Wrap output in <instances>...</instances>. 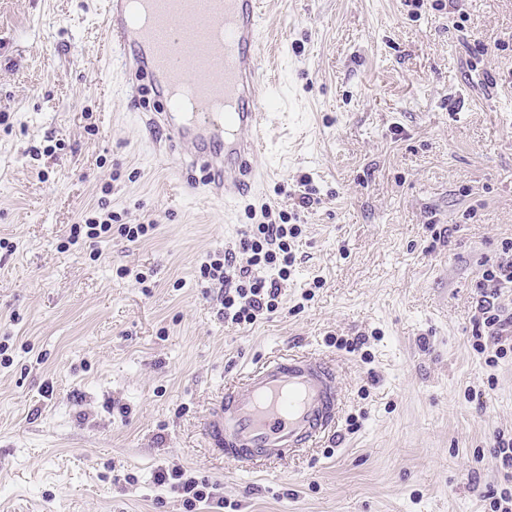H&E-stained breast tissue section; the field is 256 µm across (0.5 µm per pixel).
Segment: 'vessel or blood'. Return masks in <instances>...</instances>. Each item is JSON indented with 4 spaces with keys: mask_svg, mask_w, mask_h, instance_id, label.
Segmentation results:
<instances>
[{
    "mask_svg": "<svg viewBox=\"0 0 512 512\" xmlns=\"http://www.w3.org/2000/svg\"><path fill=\"white\" fill-rule=\"evenodd\" d=\"M260 0H107L103 46L134 111L158 99L148 129L168 166L202 170L215 202L248 197L260 173L269 97L261 73ZM345 407L340 371L317 353L277 352L227 381L204 423L225 462L258 473L317 447Z\"/></svg>",
    "mask_w": 512,
    "mask_h": 512,
    "instance_id": "obj_1",
    "label": "vessel or blood"
}]
</instances>
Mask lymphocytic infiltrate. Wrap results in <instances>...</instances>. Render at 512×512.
Here are the masks:
<instances>
[{
  "label": "lymphocytic infiltrate",
  "instance_id": "1",
  "mask_svg": "<svg viewBox=\"0 0 512 512\" xmlns=\"http://www.w3.org/2000/svg\"><path fill=\"white\" fill-rule=\"evenodd\" d=\"M154 224H120L111 212H96L84 223L70 227L68 240L77 244L84 239L104 240L119 235L134 242L150 235ZM301 233L299 225L268 222L246 230L239 252L248 253L247 263L237 261L238 252L228 251L222 257L203 263L200 274L219 285V314L231 323L252 324L260 316L274 312L281 295V283L287 280L296 261L293 239ZM476 298L472 328V348L484 355L488 365L512 356V311L502 302L505 291L512 289V239L501 242V253L494 262L484 263L475 282ZM178 481L190 512L203 504L212 512H222L224 497L218 483L184 476L183 472H158L157 484Z\"/></svg>",
  "mask_w": 512,
  "mask_h": 512
}]
</instances>
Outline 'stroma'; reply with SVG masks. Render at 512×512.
I'll return each mask as SVG.
<instances>
[{
    "label": "stroma",
    "mask_w": 512,
    "mask_h": 512,
    "mask_svg": "<svg viewBox=\"0 0 512 512\" xmlns=\"http://www.w3.org/2000/svg\"><path fill=\"white\" fill-rule=\"evenodd\" d=\"M442 2L264 0V178L221 204L118 94L100 0H0V512H187L164 469L224 512H487L512 357L473 350L472 316L512 238V0ZM101 203L154 234L68 244ZM266 209L297 261L274 313L224 323L199 267ZM303 350L341 371L336 437L225 464L202 435L225 382ZM185 472L182 471H159L155 476V481L160 486L169 480H177L185 495L184 502L186 506L191 509L189 512L194 511L197 505L203 503L212 510V512L223 511L224 509V496L220 495V484L210 482L208 479H197L196 477H186ZM218 509V510H217Z\"/></svg>",
    "instance_id": "obj_1"
}]
</instances>
